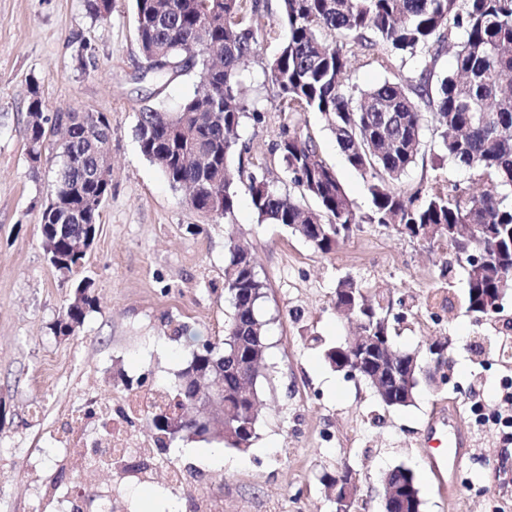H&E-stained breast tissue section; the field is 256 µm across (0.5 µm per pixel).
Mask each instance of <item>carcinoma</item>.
<instances>
[{
  "label": "carcinoma",
  "instance_id": "obj_1",
  "mask_svg": "<svg viewBox=\"0 0 512 512\" xmlns=\"http://www.w3.org/2000/svg\"><path fill=\"white\" fill-rule=\"evenodd\" d=\"M137 41L142 57L164 54L178 73H198L206 59L217 56L221 70L210 83L220 90L213 98L191 97L175 112L140 107L136 135L141 153L156 164L175 189L194 190L200 207L232 215L237 185H245L258 221L281 224L311 238L328 254L362 224H395L409 237L434 229L435 239L448 240L458 224H481L471 252L481 260H464L463 302L474 304L473 289L511 288L512 279V0H281L279 22L288 40L264 71L278 89L283 111L321 114L347 162L366 178L373 209L360 216L334 169L320 154L314 138L294 130L278 144L283 172L300 197L274 190L265 174L233 167L249 146L240 142L243 118L257 116L238 80L239 68L254 53L255 33L264 25L259 5L248 0H134ZM361 46L387 69H401L406 59L418 63L414 75L386 80L362 90L346 83L350 70L347 45ZM455 48L454 66L445 75L437 63ZM27 115L44 116L38 80L29 82ZM59 138L27 122V153L32 169L54 166V190L47 198L41 223L50 227L59 249L87 235L99 224L100 210L112 187L89 177L98 162L99 146L112 142L108 116L99 111H68ZM431 132L424 144L425 132ZM433 158L476 172L483 183L470 197L452 184L447 190L405 192L398 183L416 162L422 146ZM310 196L313 210L303 204ZM265 288L240 271L224 276V291ZM82 308L64 306L55 330L70 319L84 322L98 304L87 282ZM363 287L350 278L339 281L336 308L351 306L364 330L378 325L382 304L362 308ZM260 303L234 298L224 321V337L233 336L239 349L252 351L254 371L264 366L266 347ZM190 367L179 374L176 408L182 419L191 415L185 385ZM385 385L393 407H407L404 386L389 377ZM240 375L225 364V416L233 422V448L251 446L255 435L246 427L249 414L260 413L256 383L251 399L238 400ZM396 484L406 509L418 512L421 498L413 474L405 468L388 472L382 488Z\"/></svg>",
  "mask_w": 512,
  "mask_h": 512
}]
</instances>
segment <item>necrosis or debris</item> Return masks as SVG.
I'll list each match as a JSON object with an SVG mask.
<instances>
[{"instance_id":"obj_1","label":"necrosis or debris","mask_w":512,"mask_h":512,"mask_svg":"<svg viewBox=\"0 0 512 512\" xmlns=\"http://www.w3.org/2000/svg\"><path fill=\"white\" fill-rule=\"evenodd\" d=\"M172 408L171 395L161 384L122 392L109 406L98 398H88L52 437L56 446L75 455L81 463L79 493L104 494L105 512H129L127 486L151 485L158 473L163 476L165 488L180 493L185 487L181 468L161 463L155 452V438L139 432L141 423L152 414ZM109 465L119 468L121 476L111 492L105 494L98 475Z\"/></svg>"}]
</instances>
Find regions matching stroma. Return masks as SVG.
I'll return each mask as SVG.
<instances>
[{"instance_id":"stroma-1","label":"stroma","mask_w":512,"mask_h":512,"mask_svg":"<svg viewBox=\"0 0 512 512\" xmlns=\"http://www.w3.org/2000/svg\"><path fill=\"white\" fill-rule=\"evenodd\" d=\"M280 0H260L268 25L242 79L261 113L243 120L250 145L246 170L262 166L281 193L276 145L288 128L310 131L359 215L372 209L366 183L315 112L282 111L263 69L288 37L278 21ZM40 82L46 113L94 110L112 125V193L100 233L83 265L61 278L41 244L42 204L50 192L49 166L32 170L26 158L28 82ZM196 90L194 75L165 79L143 69L132 0H114L94 18L86 0H0V512H53V484L76 488L81 469L55 448L49 433L87 393L111 397L138 385L175 387L190 350L183 329L218 342L230 303L224 291L229 240L247 246L266 284L260 315L268 345L257 389L262 411L250 448L224 449L225 464L204 456L220 438H176L159 459L195 480L224 486V512H336L328 479L352 469L356 512H383L382 478L409 469L421 512H512V447L475 423L471 410H505L500 385L512 377L504 362V329L512 294L500 313L475 321L463 305L466 275L448 243L402 236L395 227L363 224L333 252L323 254L278 224H262L247 192L231 217L203 219L184 192L172 189L141 153L135 135L140 107L175 111ZM459 182L479 194L476 174L431 155L418 158L402 189ZM89 277L99 304L75 335L54 326L73 285ZM372 293L406 297L412 308L392 322L395 347L425 352L442 337L451 379H422L413 405L383 406L363 380L331 368L327 348L344 343L353 322L334 305L339 280ZM472 442L457 471L456 494L439 491L422 453L430 415L448 403Z\"/></svg>"}]
</instances>
